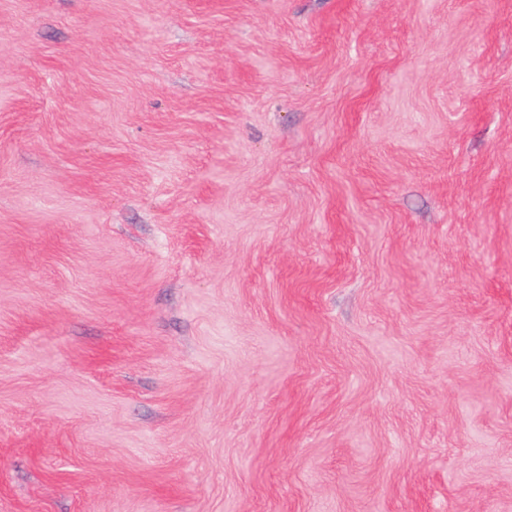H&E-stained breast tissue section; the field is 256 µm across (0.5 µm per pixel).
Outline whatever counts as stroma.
<instances>
[{"label":"stroma","mask_w":512,"mask_h":512,"mask_svg":"<svg viewBox=\"0 0 512 512\" xmlns=\"http://www.w3.org/2000/svg\"><path fill=\"white\" fill-rule=\"evenodd\" d=\"M0 512H512V0H0Z\"/></svg>","instance_id":"obj_1"}]
</instances>
